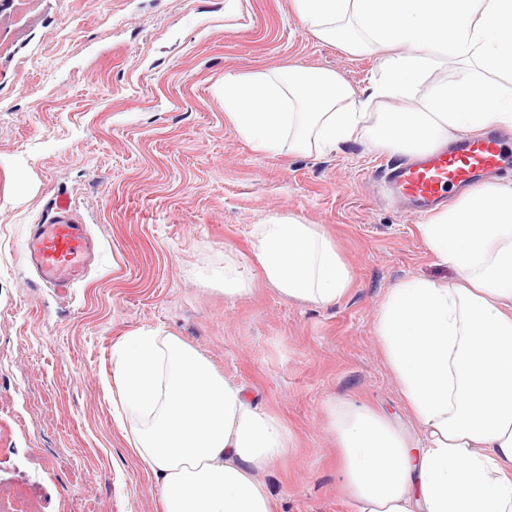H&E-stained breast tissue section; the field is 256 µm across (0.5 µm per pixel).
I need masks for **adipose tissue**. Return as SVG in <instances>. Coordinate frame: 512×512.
Segmentation results:
<instances>
[{
  "instance_id": "adipose-tissue-1",
  "label": "adipose tissue",
  "mask_w": 512,
  "mask_h": 512,
  "mask_svg": "<svg viewBox=\"0 0 512 512\" xmlns=\"http://www.w3.org/2000/svg\"><path fill=\"white\" fill-rule=\"evenodd\" d=\"M321 41L385 51L361 96L335 72L291 67L224 79V109L256 150L333 148L359 129L421 154L456 132L512 130V0H293ZM460 77L417 88L429 70ZM384 103L368 124L370 102ZM454 279L391 288L376 322L386 363L422 430L349 402L332 411L342 478L357 512H512V187L484 182L420 225ZM254 257L281 295L324 306L351 286L321 225L271 216ZM129 446L163 512H273L259 479L290 449L281 420L171 334L139 331L117 354Z\"/></svg>"
}]
</instances>
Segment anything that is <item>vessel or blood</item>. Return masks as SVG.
Listing matches in <instances>:
<instances>
[{
    "label": "vessel or blood",
    "instance_id": "1",
    "mask_svg": "<svg viewBox=\"0 0 512 512\" xmlns=\"http://www.w3.org/2000/svg\"><path fill=\"white\" fill-rule=\"evenodd\" d=\"M511 144L512 135L498 129L481 136L466 135L449 149L399 163L389 170L387 179L411 213L423 216L442 202L450 189L511 168L512 159L507 156ZM95 255L85 222L67 196L56 195L30 229V264L46 285L64 293L91 266Z\"/></svg>",
    "mask_w": 512,
    "mask_h": 512
}]
</instances>
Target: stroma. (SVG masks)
<instances>
[{
	"label": "stroma",
	"mask_w": 512,
	"mask_h": 512,
	"mask_svg": "<svg viewBox=\"0 0 512 512\" xmlns=\"http://www.w3.org/2000/svg\"><path fill=\"white\" fill-rule=\"evenodd\" d=\"M383 58L317 39L291 0H0L1 499L31 490L35 512H162L112 404L114 353L160 329L286 425L287 458L259 476L275 512H355L330 407L354 402L419 438L375 325L396 283L455 272L383 190L402 152L363 137L258 152L218 88L296 66L360 92ZM59 194L99 246L64 294L25 256ZM275 214L336 242L353 278L336 304L265 282L252 229ZM228 260L251 286L234 299L215 275Z\"/></svg>",
	"instance_id": "stroma-1"
}]
</instances>
